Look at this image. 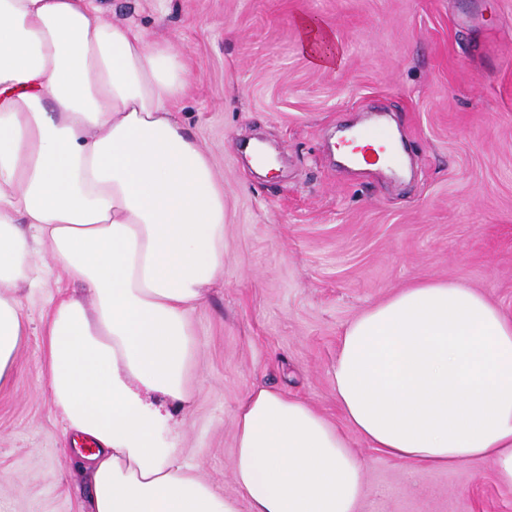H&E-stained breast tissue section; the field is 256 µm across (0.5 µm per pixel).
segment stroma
Instances as JSON below:
<instances>
[{
  "label": "stroma",
  "mask_w": 512,
  "mask_h": 512,
  "mask_svg": "<svg viewBox=\"0 0 512 512\" xmlns=\"http://www.w3.org/2000/svg\"><path fill=\"white\" fill-rule=\"evenodd\" d=\"M190 60L177 116L224 186V279L192 311L179 452L238 512L234 414L256 383L334 424L346 325L401 289L450 280L512 315V0H106ZM341 56L312 66L294 20ZM391 108L409 173L353 170L332 141ZM280 165L260 175L245 149ZM20 289L27 331L0 390V512H80L85 461L47 389L43 329L60 286ZM361 512H512L490 463L425 472L360 438Z\"/></svg>",
  "instance_id": "1"
}]
</instances>
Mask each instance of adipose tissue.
<instances>
[{
	"mask_svg": "<svg viewBox=\"0 0 512 512\" xmlns=\"http://www.w3.org/2000/svg\"><path fill=\"white\" fill-rule=\"evenodd\" d=\"M295 24L331 67V31ZM189 74L99 0H0V388L43 245L86 293L60 294L44 328L51 400L94 447L82 512H238L175 451L188 315L224 273V188L176 114ZM332 382L340 426L266 385L246 393L231 467L250 512H360L355 436L418 470L486 460L512 488V316L482 293L428 281L365 310Z\"/></svg>",
	"mask_w": 512,
	"mask_h": 512,
	"instance_id": "obj_1",
	"label": "adipose tissue"
}]
</instances>
